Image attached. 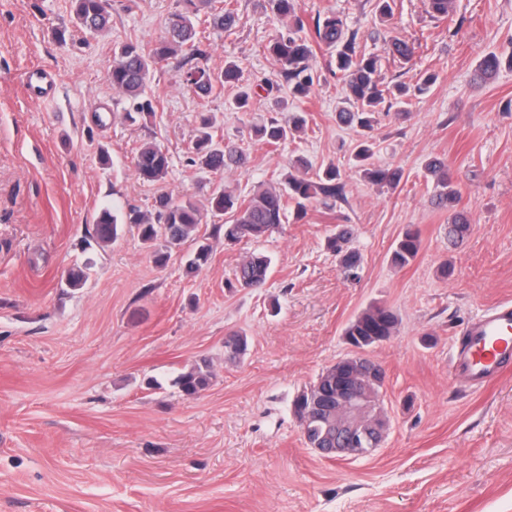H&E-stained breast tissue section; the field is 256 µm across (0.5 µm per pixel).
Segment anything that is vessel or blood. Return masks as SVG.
Listing matches in <instances>:
<instances>
[{
    "instance_id": "1",
    "label": "vessel or blood",
    "mask_w": 512,
    "mask_h": 512,
    "mask_svg": "<svg viewBox=\"0 0 512 512\" xmlns=\"http://www.w3.org/2000/svg\"><path fill=\"white\" fill-rule=\"evenodd\" d=\"M451 360L453 377L474 390L512 371V302L503 301L467 323Z\"/></svg>"
}]
</instances>
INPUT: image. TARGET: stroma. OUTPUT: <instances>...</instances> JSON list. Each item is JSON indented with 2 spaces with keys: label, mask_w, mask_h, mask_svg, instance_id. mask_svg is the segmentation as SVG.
I'll list each match as a JSON object with an SVG mask.
<instances>
[{
  "label": "stroma",
  "mask_w": 512,
  "mask_h": 512,
  "mask_svg": "<svg viewBox=\"0 0 512 512\" xmlns=\"http://www.w3.org/2000/svg\"><path fill=\"white\" fill-rule=\"evenodd\" d=\"M181 3L110 0L109 29L91 35L70 0H0V512H512V376L479 392L449 376L460 329L512 300V68L475 79L484 55H512V0H455L440 19L424 0H395L384 19L375 0H302L306 26L334 12L358 28L385 84L437 76L426 93L378 107L372 161L402 169L395 188L356 165L358 133L336 117L345 89L325 48L310 61V93L292 98L266 50L285 26L270 0H236L232 31L196 27L195 65L236 61L239 85L199 97L182 51L150 73L154 114L127 122L130 102L107 81L112 49L159 41ZM395 39L413 43L409 61L390 55ZM31 67L53 79L49 98L28 97ZM243 85L254 89L245 112L234 106ZM285 108L304 113L302 130L277 144L254 136ZM204 112L246 167L190 165ZM147 142L170 157L162 181L135 171ZM300 156L313 171L336 165L345 200L310 204L300 221L287 203L284 224L259 239L212 237L217 185L251 197ZM434 157L471 213L456 244L431 201ZM162 194L199 207L212 245L203 270L187 273L188 245L156 265L131 225L115 243L85 245L103 206L150 215ZM340 224L362 256L355 279L327 246ZM410 225L421 250L399 268L392 252ZM253 252L272 259L265 287L227 288ZM76 266L88 279L67 287ZM373 304L398 317L365 351L387 373L389 430L370 456L328 459L307 446L292 402L352 355L344 331ZM232 331L248 340L236 361L224 355ZM204 361L209 387L184 396L174 379Z\"/></svg>",
  "instance_id": "obj_1"
}]
</instances>
